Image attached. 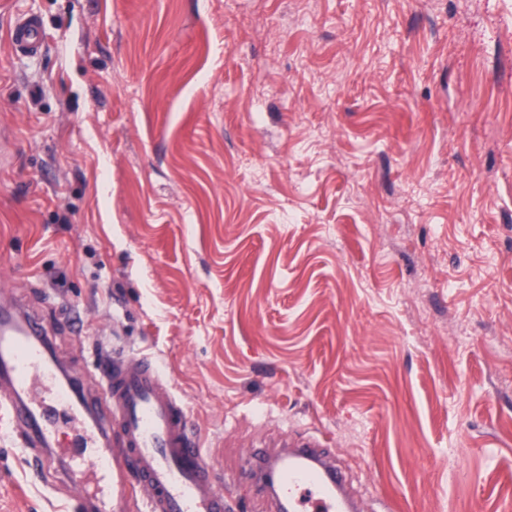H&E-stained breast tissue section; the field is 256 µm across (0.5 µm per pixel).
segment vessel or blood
I'll return each instance as SVG.
<instances>
[{"mask_svg": "<svg viewBox=\"0 0 512 512\" xmlns=\"http://www.w3.org/2000/svg\"><path fill=\"white\" fill-rule=\"evenodd\" d=\"M16 53L39 54L44 32L37 16L15 20ZM47 329L23 303L0 306V415L28 444L27 463L42 468L65 459L72 493L62 512H115L138 498L143 512H227L229 504L190 425L186 405L155 360L101 354L102 398L87 396L54 354ZM77 424L81 439L64 446L56 415ZM97 445L88 454L89 445ZM249 474L279 512H357L335 470L310 441L276 456L256 452Z\"/></svg>", "mask_w": 512, "mask_h": 512, "instance_id": "1", "label": "vessel or blood"}]
</instances>
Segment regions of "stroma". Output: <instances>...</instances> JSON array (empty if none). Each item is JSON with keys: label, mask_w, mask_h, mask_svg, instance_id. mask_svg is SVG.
<instances>
[{"label": "stroma", "mask_w": 512, "mask_h": 512, "mask_svg": "<svg viewBox=\"0 0 512 512\" xmlns=\"http://www.w3.org/2000/svg\"><path fill=\"white\" fill-rule=\"evenodd\" d=\"M2 287L94 396L154 356L233 512L311 436L368 512H512V0H0ZM68 491L0 440V512ZM10 41L16 53L33 57L43 50L44 32L37 16L18 17L11 30Z\"/></svg>", "instance_id": "1"}]
</instances>
